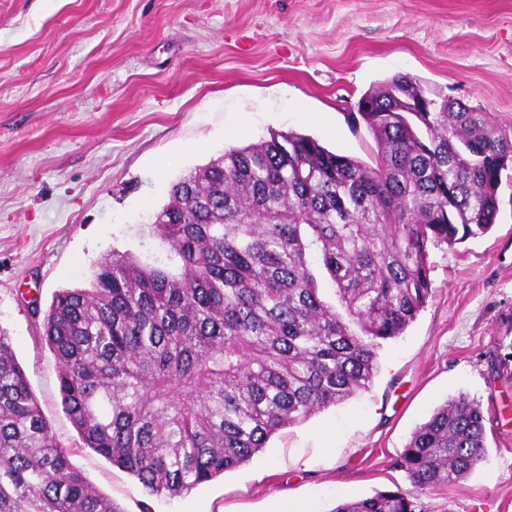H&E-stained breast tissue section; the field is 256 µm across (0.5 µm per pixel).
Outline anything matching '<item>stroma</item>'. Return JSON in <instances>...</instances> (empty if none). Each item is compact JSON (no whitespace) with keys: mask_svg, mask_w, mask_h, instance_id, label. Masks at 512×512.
I'll use <instances>...</instances> for the list:
<instances>
[{"mask_svg":"<svg viewBox=\"0 0 512 512\" xmlns=\"http://www.w3.org/2000/svg\"><path fill=\"white\" fill-rule=\"evenodd\" d=\"M512 129V0H0V329L70 460L123 512H265L400 489L415 512H512V165L485 234L428 248L431 295L369 390L282 428L176 498L84 448L31 298L88 287L111 250L165 257L171 185L224 150L294 132L371 162L357 102L394 75ZM480 402L487 458L414 491L397 462L450 398Z\"/></svg>","mask_w":512,"mask_h":512,"instance_id":"obj_1","label":"stroma"}]
</instances>
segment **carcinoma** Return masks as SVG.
Returning a JSON list of instances; mask_svg holds the SVG:
<instances>
[{
  "label": "carcinoma",
  "instance_id": "cac0c4a2",
  "mask_svg": "<svg viewBox=\"0 0 512 512\" xmlns=\"http://www.w3.org/2000/svg\"><path fill=\"white\" fill-rule=\"evenodd\" d=\"M396 75L359 113L373 164L293 132L233 147L180 178L154 231L177 265L112 250L87 288L53 296L42 337L85 447L151 496L248 463L278 430L369 389L383 343L431 295L430 242L486 233L512 135L436 99L392 112ZM486 460L481 404L460 395L400 454L418 490ZM0 512H123L56 441L0 330ZM332 512H414L400 489Z\"/></svg>",
  "mask_w": 512,
  "mask_h": 512
}]
</instances>
